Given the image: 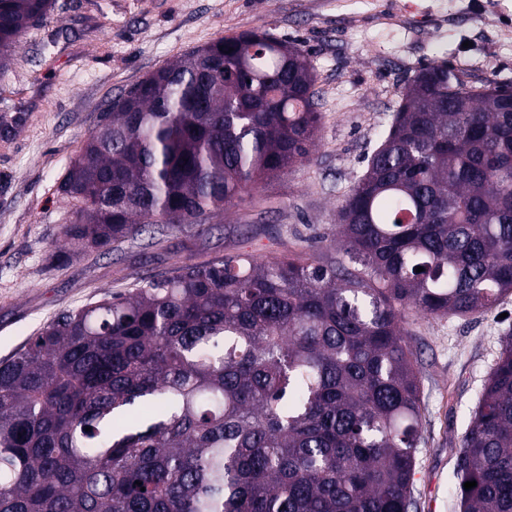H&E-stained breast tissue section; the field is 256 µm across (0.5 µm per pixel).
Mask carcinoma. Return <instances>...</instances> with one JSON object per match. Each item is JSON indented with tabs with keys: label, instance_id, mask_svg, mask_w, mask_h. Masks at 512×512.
<instances>
[{
	"label": "carcinoma",
	"instance_id": "cac0c4a2",
	"mask_svg": "<svg viewBox=\"0 0 512 512\" xmlns=\"http://www.w3.org/2000/svg\"><path fill=\"white\" fill-rule=\"evenodd\" d=\"M52 8L0 0V71ZM316 81L301 45L266 31L153 72L63 176L65 245L107 253L148 224H201L310 161ZM333 245L354 270L187 264L31 337L0 364V512H410L421 405L403 315L512 293V89L415 71ZM455 472L461 512H512V332Z\"/></svg>",
	"mask_w": 512,
	"mask_h": 512
}]
</instances>
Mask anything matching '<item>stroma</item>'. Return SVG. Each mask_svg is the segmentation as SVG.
<instances>
[{
  "mask_svg": "<svg viewBox=\"0 0 512 512\" xmlns=\"http://www.w3.org/2000/svg\"><path fill=\"white\" fill-rule=\"evenodd\" d=\"M248 30L309 55L321 113L311 161L206 223L150 225L109 253L57 262L72 219L58 184L109 102L176 57ZM436 61L472 87L512 85V0H55L0 74V362L59 316L190 263L332 255L338 208L406 79ZM405 327L422 413L411 512H459L456 454L512 329V295L463 318L410 312Z\"/></svg>",
  "mask_w": 512,
  "mask_h": 512,
  "instance_id": "stroma-1",
  "label": "stroma"
}]
</instances>
